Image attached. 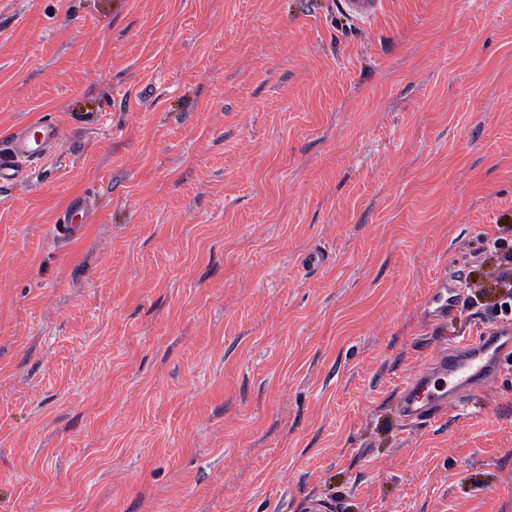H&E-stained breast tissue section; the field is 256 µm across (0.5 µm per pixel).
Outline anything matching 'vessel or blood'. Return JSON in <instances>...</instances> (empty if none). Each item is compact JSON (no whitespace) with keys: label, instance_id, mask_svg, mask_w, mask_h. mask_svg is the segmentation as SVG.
Instances as JSON below:
<instances>
[{"label":"vessel or blood","instance_id":"b4317fda","mask_svg":"<svg viewBox=\"0 0 512 512\" xmlns=\"http://www.w3.org/2000/svg\"><path fill=\"white\" fill-rule=\"evenodd\" d=\"M342 14L350 22L368 26L381 14L384 0H339ZM60 124L56 118L43 116L26 123L0 145V186L23 184L58 145ZM90 199L72 198L53 220L59 239L75 238L80 230L74 224L76 212H89ZM465 300L454 276L439 277L426 300L430 320L447 319L451 310ZM512 358V323L487 330L482 336L455 344L436 345L425 367L402 385L396 411L411 423L435 421L474 393L486 390L498 375L501 363Z\"/></svg>","mask_w":512,"mask_h":512}]
</instances>
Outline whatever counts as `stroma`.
Masks as SVG:
<instances>
[{"mask_svg":"<svg viewBox=\"0 0 512 512\" xmlns=\"http://www.w3.org/2000/svg\"><path fill=\"white\" fill-rule=\"evenodd\" d=\"M46 114L0 187V512H512V360L392 409L512 322V0H0V141ZM341 13L350 22L368 26L381 14L384 0H340ZM60 123L42 116L26 123L0 147V186L23 184L28 172L37 167L58 145ZM90 198L87 195L72 198L66 208L57 214L53 220V228L59 239L69 240L75 238L80 230L78 224L73 223V214L90 211ZM497 271L495 288L505 290L502 298L506 300L500 304V309L506 312L505 306L509 304L510 310L512 308V252L497 255ZM464 294L458 288V281L452 275L439 277L430 288L426 300L431 321L448 319V312L462 304ZM512 352V323L487 330L473 340L436 345L426 366L402 385L396 411L411 423L426 424L465 398L485 391Z\"/></svg>","mask_w":512,"mask_h":512,"instance_id":"stroma-1","label":"stroma"}]
</instances>
